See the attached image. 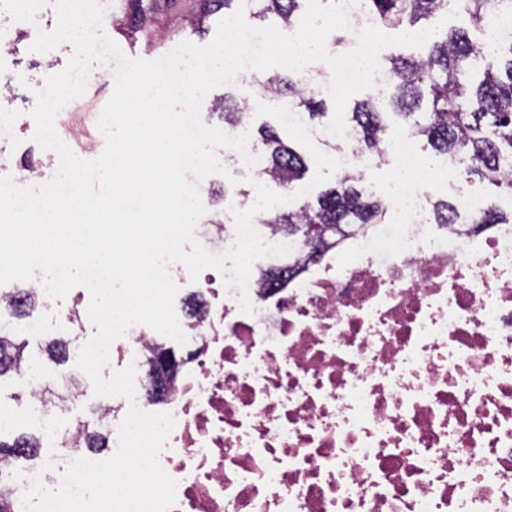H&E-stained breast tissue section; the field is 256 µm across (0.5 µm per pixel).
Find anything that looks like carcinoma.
<instances>
[{"label":"carcinoma","mask_w":512,"mask_h":512,"mask_svg":"<svg viewBox=\"0 0 512 512\" xmlns=\"http://www.w3.org/2000/svg\"><path fill=\"white\" fill-rule=\"evenodd\" d=\"M305 0H251L249 18L265 20L274 14L281 29H290ZM503 0H460L458 10L480 30L486 14ZM363 8L379 27H431V20L448 11V0H363ZM427 52L416 56L395 46L380 58L383 70L394 82V115L400 131L414 138L426 139L435 154L448 157L471 178L478 177L500 191L512 195V45H488L470 38L465 30L435 34L427 42ZM265 95L287 97L294 108L315 120L324 115L325 103L318 90L302 83V73L290 71L266 78ZM224 115V123L248 122L252 108L231 95L215 103ZM347 123L357 133V142L365 159L382 157L392 139L383 112L371 99L355 100L347 112ZM265 151L259 181L270 180L283 188L303 179L308 160L272 126L259 129ZM364 172L352 168L338 174L335 184L320 192L314 200L295 208L278 211L266 218L268 224H281L288 233L305 240L311 224H381L386 205L363 186ZM435 224H455L459 214L456 204L443 199L431 203ZM491 224H512V214H502L490 203L469 218V230L476 234ZM28 341L13 333H0V379L20 374ZM57 365L67 362L66 344L51 340L44 348ZM175 353L163 346L151 350L149 363L158 376L176 363ZM85 434L90 449L108 447L107 438L78 421L68 428L61 445H70L73 431ZM42 440L34 434L20 433L11 438L0 436V459L40 456ZM0 512H18L13 489L0 481Z\"/></svg>","instance_id":"1"}]
</instances>
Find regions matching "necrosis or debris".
I'll list each match as a JSON object with an SVG mask.
<instances>
[{"label":"necrosis or debris","instance_id":"4bbe7bcc","mask_svg":"<svg viewBox=\"0 0 512 512\" xmlns=\"http://www.w3.org/2000/svg\"><path fill=\"white\" fill-rule=\"evenodd\" d=\"M392 222L367 224L285 283L198 279L176 315L192 345L144 404L176 424L168 512H512V224L433 223L447 168L389 149ZM0 412L39 428L78 401Z\"/></svg>","mask_w":512,"mask_h":512}]
</instances>
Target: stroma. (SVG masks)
I'll list each match as a JSON object with an SVG mask.
<instances>
[{
    "mask_svg": "<svg viewBox=\"0 0 512 512\" xmlns=\"http://www.w3.org/2000/svg\"><path fill=\"white\" fill-rule=\"evenodd\" d=\"M106 7L103 31L130 58L154 60L170 52L179 42L188 40L198 45L210 43L221 13H208L204 0H148L149 9H139L136 0H102ZM0 0V36L9 45L0 50V82L9 81L6 98L9 114L0 119V163H8L16 174H23L26 166H41L33 184L50 180L57 172V162L49 161L48 150L34 141L35 122L30 116L36 104L34 91L42 87L46 75L65 69L74 52L65 42L44 53L31 50L38 31L50 32L57 25V14L52 0H39L40 15L35 23H19ZM113 64H97L92 68L85 93L72 101L63 117L57 134L65 143H76L78 157L98 158L105 149V139L99 132L90 131L88 117L103 110L111 98L115 79ZM98 401L93 392H86L80 400L56 418L47 433L42 458L66 455L60 444V435L74 421L90 419V408Z\"/></svg>",
    "mask_w": 512,
    "mask_h": 512,
    "instance_id": "35a3bbf8",
    "label": "stroma"
}]
</instances>
